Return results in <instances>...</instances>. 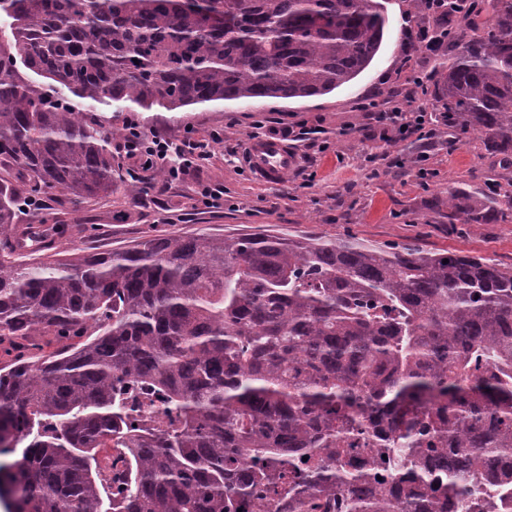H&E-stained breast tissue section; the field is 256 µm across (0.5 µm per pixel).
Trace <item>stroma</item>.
Masks as SVG:
<instances>
[{
  "label": "stroma",
  "mask_w": 512,
  "mask_h": 512,
  "mask_svg": "<svg viewBox=\"0 0 512 512\" xmlns=\"http://www.w3.org/2000/svg\"><path fill=\"white\" fill-rule=\"evenodd\" d=\"M385 7L391 31L381 51L350 86L336 92L256 106L228 102L194 112L113 113L119 128L133 120L149 135L210 142L217 133L222 140L180 184L158 183L149 191L122 187L108 197L82 200L58 190L44 193L43 209L16 213L17 223L48 233L26 250V257L73 249L94 253L153 237L268 231L460 252L512 269V215H494L484 224L448 221L449 192L477 203L512 193V156L437 120L428 139L388 143L380 126L359 109L365 99H383L397 89L407 55H416L420 71L429 77L455 52L451 45L432 54L413 51L404 37L410 0H386ZM264 116L269 119L265 125L260 122ZM300 125L311 133L294 144L299 164L279 183L259 182L242 158L248 141ZM375 168L380 171L376 177L371 174ZM422 168L429 172L423 181L417 176ZM201 184L223 185V208L209 209L198 201L195 191Z\"/></svg>",
  "instance_id": "35a3bbf8"
}]
</instances>
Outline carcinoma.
Masks as SVG:
<instances>
[{
    "label": "carcinoma",
    "mask_w": 512,
    "mask_h": 512,
    "mask_svg": "<svg viewBox=\"0 0 512 512\" xmlns=\"http://www.w3.org/2000/svg\"><path fill=\"white\" fill-rule=\"evenodd\" d=\"M0 0V241L19 192L112 195L101 107L306 99L381 49L380 0ZM449 11L450 128L512 154V0ZM487 206L448 192V223ZM0 248V502L9 512H512V271L490 259L254 233L27 263ZM20 458L11 460L19 444ZM376 463L353 466L355 446ZM123 456L102 477L100 453ZM387 458H382V455ZM391 483L377 480L378 467Z\"/></svg>",
    "instance_id": "carcinoma-1"
}]
</instances>
